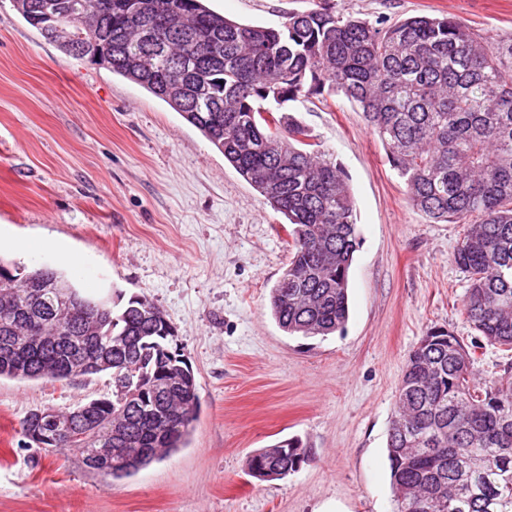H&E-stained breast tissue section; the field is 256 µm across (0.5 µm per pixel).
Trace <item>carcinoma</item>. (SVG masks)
I'll list each match as a JSON object with an SVG mask.
<instances>
[{
  "mask_svg": "<svg viewBox=\"0 0 512 512\" xmlns=\"http://www.w3.org/2000/svg\"><path fill=\"white\" fill-rule=\"evenodd\" d=\"M65 53L105 63L196 127L288 221L292 256L269 306L290 336L326 337L349 316L348 277L361 245L343 169L286 113L300 96L341 92L357 104L410 200L430 222L466 225L453 260L466 275V322L512 350V37L455 17L395 23L325 5L281 28L245 25L203 0H12ZM161 13L168 27L150 18ZM91 306L70 317L74 302ZM149 300L85 295L50 267L21 272L0 257V377L67 382L105 373L111 395L57 412L42 451L78 450L114 480L183 448L197 418L191 366ZM92 361L86 369L81 357ZM474 357L431 329L410 351L387 450L395 512H512V362L475 383ZM132 380L121 392L117 382ZM286 476L307 459L299 440L273 444ZM112 454L99 456V449ZM265 455L247 460L260 480Z\"/></svg>",
  "mask_w": 512,
  "mask_h": 512,
  "instance_id": "cac0c4a2",
  "label": "carcinoma"
}]
</instances>
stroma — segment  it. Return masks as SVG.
<instances>
[{
	"label": "stroma",
	"instance_id": "35a3bbf8",
	"mask_svg": "<svg viewBox=\"0 0 512 512\" xmlns=\"http://www.w3.org/2000/svg\"><path fill=\"white\" fill-rule=\"evenodd\" d=\"M323 3L368 21L451 15L512 36V0H207L277 27ZM288 111L343 168L361 237L344 331L286 335L268 295L291 257L281 214L193 125L145 89L63 53L0 0V256L64 270L84 293L139 296L175 329L195 375L187 447L111 482L76 452L23 445L20 422L109 395L108 375L68 384L0 379V512H393L387 435L409 352L432 328L464 343V227L413 208L361 109L342 93ZM296 437L308 460L261 481L249 456Z\"/></svg>",
	"mask_w": 512,
	"mask_h": 512
}]
</instances>
